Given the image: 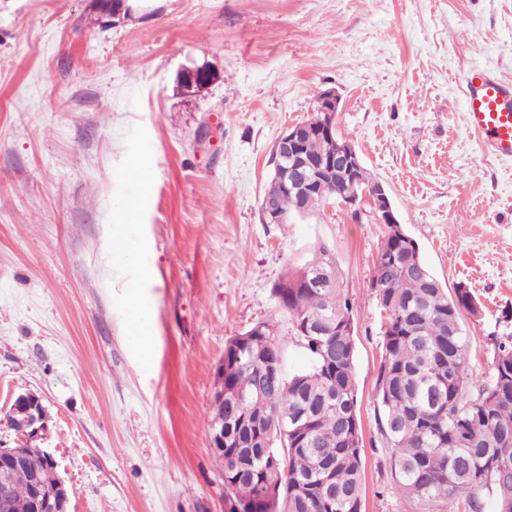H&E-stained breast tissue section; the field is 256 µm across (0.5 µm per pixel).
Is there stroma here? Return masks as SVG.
Masks as SVG:
<instances>
[{"instance_id": "35a3bbf8", "label": "stroma", "mask_w": 512, "mask_h": 512, "mask_svg": "<svg viewBox=\"0 0 512 512\" xmlns=\"http://www.w3.org/2000/svg\"><path fill=\"white\" fill-rule=\"evenodd\" d=\"M201 66L214 80L180 95ZM475 66L512 83V0H135L117 23L99 0H0V447L18 446L10 401L32 392L69 512H224L216 369L260 323L287 373L308 366L272 288L323 245L355 324L364 512H462L404 497L378 431L386 225L336 204L266 224L260 204L273 144L335 89L337 132L424 264L481 303L461 326L469 371L489 380L512 333V160L466 125ZM132 284L148 306L137 336Z\"/></svg>"}]
</instances>
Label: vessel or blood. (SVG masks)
<instances>
[{
  "label": "vessel or blood",
  "mask_w": 512,
  "mask_h": 512,
  "mask_svg": "<svg viewBox=\"0 0 512 512\" xmlns=\"http://www.w3.org/2000/svg\"><path fill=\"white\" fill-rule=\"evenodd\" d=\"M463 93L467 124L481 136L484 150L512 160V83L473 69L463 78Z\"/></svg>",
  "instance_id": "b4317fda"
}]
</instances>
